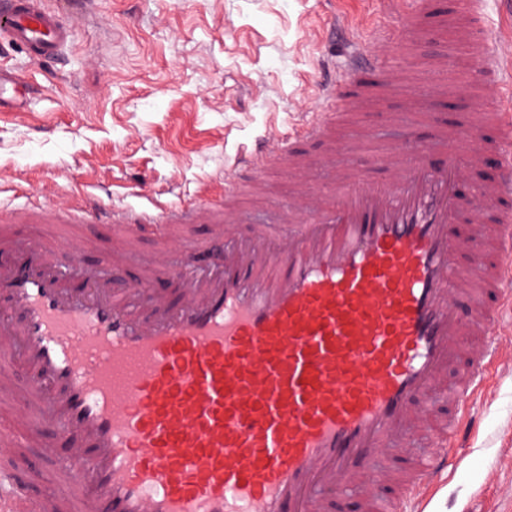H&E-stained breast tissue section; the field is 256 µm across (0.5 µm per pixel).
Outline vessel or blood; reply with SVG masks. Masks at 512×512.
I'll return each instance as SVG.
<instances>
[{
    "label": "vessel or blood",
    "instance_id": "obj_1",
    "mask_svg": "<svg viewBox=\"0 0 512 512\" xmlns=\"http://www.w3.org/2000/svg\"><path fill=\"white\" fill-rule=\"evenodd\" d=\"M447 28L502 101L488 122L439 124L416 103L403 139L377 150L363 128L344 145L377 150L382 180L341 166L329 193L311 192L298 136L335 155V102L364 111L389 69L365 40L343 42L315 119L242 149L223 205L168 206L147 223L113 210V263L149 230L184 253L160 252L134 287L94 272L72 287L55 251L76 237L15 232L85 223L94 200L0 209V252L13 256L0 263V402L21 404L25 423L0 430V512H332L350 485L361 512H425L499 354L489 330L512 313V51L475 24ZM0 36L46 62L73 27L46 0H0ZM15 89L0 68V108L23 109ZM490 158L496 177L465 192ZM269 162L292 196L270 226L241 233L238 195L274 189L240 174ZM188 224L209 225L206 240L185 238ZM462 253L475 262L457 265ZM44 446L56 491L35 498L19 451Z\"/></svg>",
    "mask_w": 512,
    "mask_h": 512
}]
</instances>
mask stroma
Segmentation results:
<instances>
[{"label":"stroma","instance_id":"stroma-1","mask_svg":"<svg viewBox=\"0 0 512 512\" xmlns=\"http://www.w3.org/2000/svg\"><path fill=\"white\" fill-rule=\"evenodd\" d=\"M470 0H432L419 32L377 43L391 63L389 84L405 75L448 82L441 119H460L467 100L498 104L494 87L448 47L443 22ZM86 16L53 63L34 64L0 40V67L37 87L24 111L0 112V204L156 209L196 202L204 183L224 195L220 173L261 136H285L318 92L331 50L325 21L350 17L351 34L372 24L400 32L410 10L382 13L377 0H86ZM419 88L372 91V108L346 113L340 136L368 125L385 142L413 121ZM80 246L64 248L67 278L86 268L123 288L144 276L161 249L147 234L134 260L112 265L107 224L73 228ZM469 446L436 490L428 512H512V369L495 365L480 399Z\"/></svg>","mask_w":512,"mask_h":512}]
</instances>
